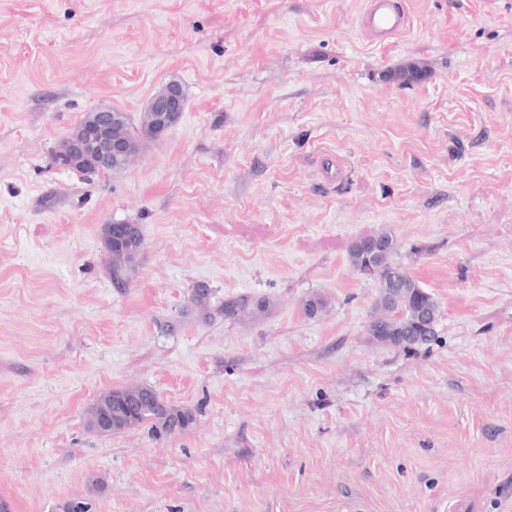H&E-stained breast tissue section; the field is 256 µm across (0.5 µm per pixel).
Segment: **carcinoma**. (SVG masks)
Returning a JSON list of instances; mask_svg holds the SVG:
<instances>
[{
    "label": "carcinoma",
    "instance_id": "obj_1",
    "mask_svg": "<svg viewBox=\"0 0 512 512\" xmlns=\"http://www.w3.org/2000/svg\"><path fill=\"white\" fill-rule=\"evenodd\" d=\"M163 132L153 112L144 113L139 138L155 137ZM386 244L385 254L375 261L374 269L382 292L380 314L370 324L376 340L401 349L424 344L436 336L419 338L412 334L420 309L429 310L432 320L438 319V306L430 293L401 265L392 261L395 242L392 237L379 236ZM104 245L112 257V270L133 263L144 247L138 224H122L113 231L104 227ZM194 421L192 412L165 403L150 387L116 388L105 393L92 407L89 426L98 433L112 434L151 423L155 436L163 437L178 429L184 431Z\"/></svg>",
    "mask_w": 512,
    "mask_h": 512
}]
</instances>
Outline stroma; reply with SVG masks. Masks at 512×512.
<instances>
[{
  "mask_svg": "<svg viewBox=\"0 0 512 512\" xmlns=\"http://www.w3.org/2000/svg\"><path fill=\"white\" fill-rule=\"evenodd\" d=\"M403 3L379 46L367 0H0L10 512H512V0ZM172 79L184 112L127 168L55 166ZM108 224L145 239L118 279ZM382 233L439 306L410 351L350 262ZM132 386L191 429L88 427ZM359 23L372 42L385 44L407 28L409 16L399 0H368Z\"/></svg>",
  "mask_w": 512,
  "mask_h": 512,
  "instance_id": "35a3bbf8",
  "label": "stroma"
}]
</instances>
